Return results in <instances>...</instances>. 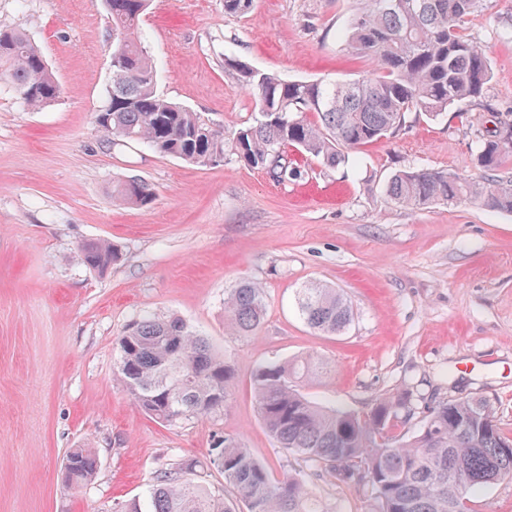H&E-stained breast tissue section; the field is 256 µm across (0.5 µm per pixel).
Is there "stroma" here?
Listing matches in <instances>:
<instances>
[{
	"mask_svg": "<svg viewBox=\"0 0 512 512\" xmlns=\"http://www.w3.org/2000/svg\"><path fill=\"white\" fill-rule=\"evenodd\" d=\"M358 6L257 0L233 17L224 0H150L140 28L158 93L230 136L257 108L225 56L287 81L359 78L370 64L343 40ZM1 23L41 47L61 94L33 111L0 79V512H123L185 458L198 461L197 481L223 487L209 454L224 436L281 473L298 459L267 433L252 377L308 355L326 363L301 384L321 406L363 415L383 393L407 390L423 412L481 396L512 433V214L470 202L411 209L385 194L401 170L482 178L483 106L512 112V0H488L467 25L490 48L483 105L433 120L409 113L394 135L334 169L289 151L302 177L285 183L229 159L198 167L143 143L103 142L94 123L112 79L103 0H0ZM130 177L151 185L149 207L113 195ZM97 239L122 252L104 273L76 258ZM243 279L267 295L250 338L224 324V292ZM312 282L351 303L342 334L300 320L295 294ZM144 314L183 319L233 364L223 410L167 426L119 385L116 339ZM84 442L98 473L64 485V454ZM310 488L336 512L377 508L368 486L314 476Z\"/></svg>",
	"mask_w": 512,
	"mask_h": 512,
	"instance_id": "stroma-1",
	"label": "stroma"
}]
</instances>
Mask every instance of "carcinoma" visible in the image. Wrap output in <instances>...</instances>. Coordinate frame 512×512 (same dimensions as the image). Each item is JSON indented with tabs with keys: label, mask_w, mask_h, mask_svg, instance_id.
<instances>
[{
	"label": "carcinoma",
	"mask_w": 512,
	"mask_h": 512,
	"mask_svg": "<svg viewBox=\"0 0 512 512\" xmlns=\"http://www.w3.org/2000/svg\"><path fill=\"white\" fill-rule=\"evenodd\" d=\"M150 0H107L112 22V68L104 116L95 120L105 140L144 142L163 155L199 166L232 157L268 170L279 182L301 170L288 160L293 147L334 169L357 152L394 134L405 115L435 119L450 108L482 99L493 76L490 50L467 34L470 18L487 0H365L352 18L351 51L373 68L342 83L284 81L251 68L237 56H224L258 107V116L231 138L210 128L203 116L160 96L156 76L139 31ZM255 0H224V14L245 16ZM0 78L23 102L42 109L59 96V85L43 52L19 29L0 24ZM512 155V120L500 119L476 141V160L488 177L470 181L433 169L402 170L386 183L389 200L422 209L433 204L478 202L491 211L512 213V178L495 172ZM125 204L146 208L153 189L134 178L115 185ZM77 259L104 272L120 258L109 240L85 242ZM299 315L311 329L341 333L353 310L339 290L320 282L300 289ZM265 291L242 280L224 293V320L234 336H254L262 327ZM119 383L151 418L175 425L224 408L235 379L234 366L178 317L143 316L117 340ZM317 361L301 360L258 367L253 387L259 416L279 447L298 456L309 471L289 469L276 477L233 438L210 449V464L224 476L248 512H335L310 489L309 477L326 475L369 485L379 512H474L471 492L512 481V440L482 397L450 399L430 408L408 437L396 433L415 418L412 394H384L360 416L310 401L300 379ZM197 461L184 459L162 471L141 503L124 512H236L224 491L194 481ZM98 458L90 448H71L61 479L80 486L92 479Z\"/></svg>",
	"instance_id": "obj_1"
}]
</instances>
